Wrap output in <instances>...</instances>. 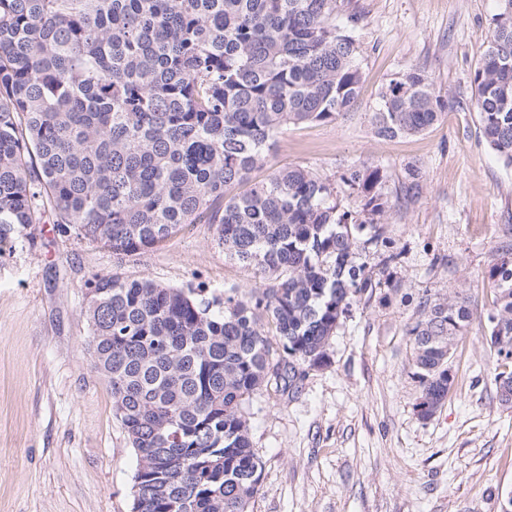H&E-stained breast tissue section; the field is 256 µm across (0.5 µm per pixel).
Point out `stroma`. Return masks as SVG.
Here are the masks:
<instances>
[{
    "instance_id": "stroma-1",
    "label": "stroma",
    "mask_w": 512,
    "mask_h": 512,
    "mask_svg": "<svg viewBox=\"0 0 512 512\" xmlns=\"http://www.w3.org/2000/svg\"><path fill=\"white\" fill-rule=\"evenodd\" d=\"M362 82L357 107L327 123L289 126L271 168L339 182L383 168L382 219L402 260L388 286L355 300L331 338L328 365L292 393L268 384L246 404L261 489L249 512H500L512 494V405L494 381L482 277L512 241V167L487 145L474 70L494 0H354ZM424 71L450 97L423 133L378 138L371 112L388 82ZM421 171L411 186L406 169ZM242 291L252 271L225 258L213 229L190 224L133 256L61 233L52 221L0 254V512H132L136 455L92 366L85 315L94 275ZM466 298L455 384L420 420L409 325L426 301Z\"/></svg>"
}]
</instances>
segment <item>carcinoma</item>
Returning <instances> with one entry per match:
<instances>
[{"label": "carcinoma", "instance_id": "carcinoma-1", "mask_svg": "<svg viewBox=\"0 0 512 512\" xmlns=\"http://www.w3.org/2000/svg\"><path fill=\"white\" fill-rule=\"evenodd\" d=\"M495 2L474 106L512 166V0ZM360 21L351 0H0V254L48 212L125 256L209 224L263 282L212 295L118 274L87 283L92 364L137 457L132 512H248L262 465L246 397L326 364L353 298L401 258L379 224L381 168L341 176L361 197L354 213L302 167L251 181L288 126L357 105ZM446 107L409 71L381 90L371 123L381 138L421 133ZM380 247L376 278L363 257ZM487 279L495 382L512 381V248ZM470 315L439 298L408 329L431 416Z\"/></svg>", "mask_w": 512, "mask_h": 512}]
</instances>
